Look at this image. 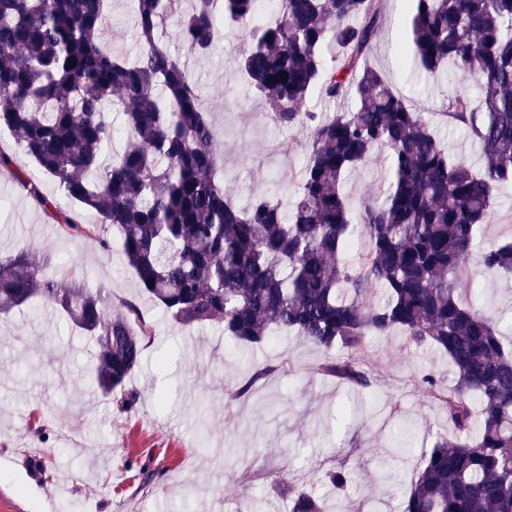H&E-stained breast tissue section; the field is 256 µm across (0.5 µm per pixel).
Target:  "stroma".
Returning <instances> with one entry per match:
<instances>
[{
    "mask_svg": "<svg viewBox=\"0 0 512 512\" xmlns=\"http://www.w3.org/2000/svg\"><path fill=\"white\" fill-rule=\"evenodd\" d=\"M407 0H388L370 61L420 112L458 160L479 168L466 131L445 122L440 107L465 86L447 74L404 69ZM106 40L134 51L131 0H111ZM240 29L226 26L223 41L187 61L201 104L223 129L224 184L239 205L260 193L296 185L307 142L305 128H279L263 115L264 102L244 82L235 57ZM385 150L351 174L352 203L380 195ZM512 240V187L494 202V218L479 248ZM28 246L34 258L58 254L90 283L121 296L137 291L120 248L103 251L88 238L62 239L54 224L0 173V254ZM475 297L512 330V278L477 275ZM155 338L127 386L140 399L118 412L91 385V341L71 332L62 315L16 310L0 318V512H234L244 496L259 497L261 512H288L287 498L270 494L268 475L286 474L307 491H322L323 472L338 464L353 480L351 512L376 497L396 512L419 469V455L448 428L441 407L419 387L422 369L451 383L446 356L407 342L400 333L373 336L369 351L380 365L370 390L357 393L316 373L321 350L297 336L260 345L236 344L222 328L179 330L145 304ZM287 362L288 374L259 381L244 396L238 384L251 365ZM417 429L418 453L390 460L404 424ZM149 473H142V465Z\"/></svg>",
    "mask_w": 512,
    "mask_h": 512,
    "instance_id": "obj_1",
    "label": "stroma"
}]
</instances>
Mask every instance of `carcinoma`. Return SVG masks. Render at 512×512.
<instances>
[{
  "label": "carcinoma",
  "instance_id": "cac0c4a2",
  "mask_svg": "<svg viewBox=\"0 0 512 512\" xmlns=\"http://www.w3.org/2000/svg\"><path fill=\"white\" fill-rule=\"evenodd\" d=\"M133 2L131 54L99 37L108 0H0V131L62 198L1 150L0 169L59 236L106 251L116 237L139 296L175 327L217 325L246 344L293 332L342 352L317 371L361 391L377 370L372 336L398 331L444 354L452 384L431 373L419 383L441 403L448 433L425 455L401 512H512V343L470 297L478 273L512 272V241L470 262L495 192L512 183V0H407L409 61L431 73L451 65L479 91L476 105L456 93L442 106L479 145V174L371 65L384 0H275L269 19L258 18L261 0ZM225 17L243 26L240 69L266 118L310 129L297 189L257 194L243 208L218 176L221 134L166 47L174 36L189 54H205ZM314 91L353 105L312 112ZM120 132L126 146L114 157ZM378 147L389 151V184L354 215L344 184ZM52 261L24 246L1 257L0 313L35 303L62 311L95 342L96 389L133 410L138 395L126 385L151 322L137 300L90 286L65 260L47 274ZM275 372L288 369L253 367L236 395ZM412 450L406 430L392 458ZM351 482L343 464L323 477L336 492ZM270 491L288 495L292 512H326L324 499L283 476Z\"/></svg>",
  "mask_w": 512,
  "mask_h": 512
}]
</instances>
